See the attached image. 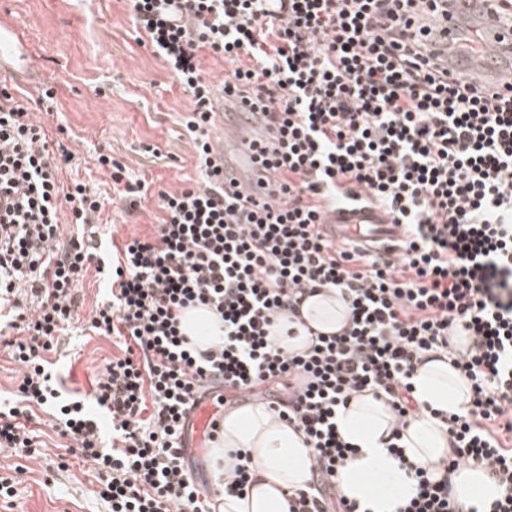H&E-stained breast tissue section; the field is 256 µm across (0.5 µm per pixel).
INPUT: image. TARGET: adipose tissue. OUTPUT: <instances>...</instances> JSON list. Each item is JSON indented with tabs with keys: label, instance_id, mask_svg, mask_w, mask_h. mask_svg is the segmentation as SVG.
<instances>
[{
	"label": "adipose tissue",
	"instance_id": "obj_1",
	"mask_svg": "<svg viewBox=\"0 0 512 512\" xmlns=\"http://www.w3.org/2000/svg\"><path fill=\"white\" fill-rule=\"evenodd\" d=\"M301 315L314 331L330 334L345 322L346 309L339 298L316 296L304 299ZM414 391L427 410L405 431V459L440 461L449 448L448 435L431 412L461 410L469 400L468 389L445 357L418 369ZM337 428L343 441L357 449L336 479L341 493L356 501L363 512H395L399 503L412 496L414 483L402 461L386 452L391 426L384 403L369 396L357 398L340 413ZM239 448L249 450L255 479L248 498L224 496L220 512H287L283 493L302 488L310 479L308 449L302 433L285 424L271 423L260 406H244L224 417V442L214 451L220 470L232 467L228 454ZM453 493L470 512L475 506L497 499L499 488L476 467L459 473Z\"/></svg>",
	"mask_w": 512,
	"mask_h": 512
}]
</instances>
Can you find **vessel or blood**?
Listing matches in <instances>:
<instances>
[{"label": "vessel or blood", "instance_id": "1", "mask_svg": "<svg viewBox=\"0 0 512 512\" xmlns=\"http://www.w3.org/2000/svg\"><path fill=\"white\" fill-rule=\"evenodd\" d=\"M480 16L484 39L478 52H449L448 47L461 34L462 15ZM442 39L438 49L445 53L447 66L456 73L468 75L486 85L512 82V28L500 25L486 0H454L448 10V20L440 30ZM0 76L28 83L38 82L40 71L36 55L17 20L0 13ZM214 124L221 132L216 147L217 156L224 165V177L235 184L241 196L252 200L262 198L264 188L259 183L260 166L254 162L249 149L251 141L259 138L265 119L261 113L236 101H219ZM324 230L330 238H352L363 248L381 252L392 241L401 239L400 226L389 223L384 212L372 205L353 211L332 214ZM224 411L212 399L200 400L186 416L184 447L188 457L201 453L212 426L222 419Z\"/></svg>", "mask_w": 512, "mask_h": 512}]
</instances>
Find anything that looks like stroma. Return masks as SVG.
Listing matches in <instances>:
<instances>
[{"mask_svg":"<svg viewBox=\"0 0 512 512\" xmlns=\"http://www.w3.org/2000/svg\"><path fill=\"white\" fill-rule=\"evenodd\" d=\"M1 8L26 27L42 64L39 85L9 78L4 84L48 130L67 129L79 177L111 191L109 172L96 164L101 150L157 190L193 175L192 143L180 123L189 98L150 45L140 43L128 0H0ZM48 89L53 98L45 97ZM119 353L111 338L76 335L52 373L65 395L82 397L98 368ZM19 464L25 470L15 476L16 496L0 501V512H104L89 494V463L68 447L48 448L37 463L0 450V467Z\"/></svg>","mask_w":512,"mask_h":512,"instance_id":"stroma-1","label":"stroma"}]
</instances>
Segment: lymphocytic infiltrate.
Listing matches in <instances>:
<instances>
[{
    "mask_svg": "<svg viewBox=\"0 0 512 512\" xmlns=\"http://www.w3.org/2000/svg\"><path fill=\"white\" fill-rule=\"evenodd\" d=\"M129 2L189 98L196 175L154 192L98 154L128 211L149 198L159 213L148 235L99 241L101 194L63 180L74 153L0 85V353L21 367L0 406V448L39 460L29 424L40 409L90 462L106 512H216L219 497L247 495L254 472L245 461L204 486L191 471L185 416L220 393L302 432L311 480L289 492L288 512H360L336 485L354 454L340 409L383 399L387 450L402 457L416 371L459 335L469 405L444 418L447 456L410 464L414 493L397 512H459L452 481L474 464L501 489L482 512H512V84L490 92L441 65L433 39L448 0ZM205 51L228 65L225 96L264 114L265 201L224 189ZM368 204L401 225L395 248L323 234L332 209ZM91 271L106 293L87 309L79 286ZM329 291L347 306L343 327L298 351L278 342L303 300ZM196 307L220 330L201 350L180 329ZM79 322L121 350L95 377L97 416L63 399L50 371Z\"/></svg>",
    "mask_w": 512,
    "mask_h": 512,
    "instance_id": "1",
    "label": "lymphocytic infiltrate"
}]
</instances>
